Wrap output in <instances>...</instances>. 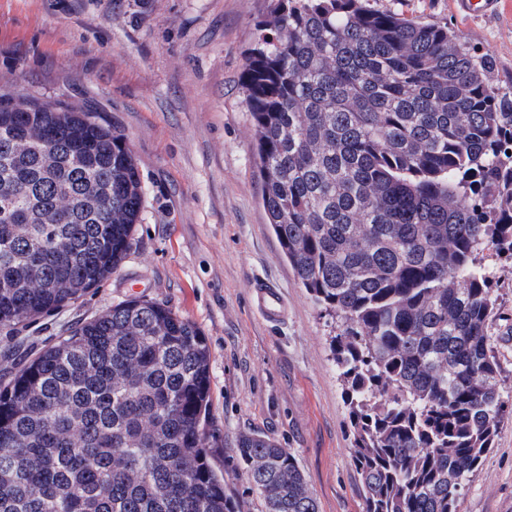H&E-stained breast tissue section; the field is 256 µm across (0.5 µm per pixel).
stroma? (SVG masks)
I'll return each instance as SVG.
<instances>
[{"instance_id": "obj_1", "label": "stroma", "mask_w": 512, "mask_h": 512, "mask_svg": "<svg viewBox=\"0 0 512 512\" xmlns=\"http://www.w3.org/2000/svg\"><path fill=\"white\" fill-rule=\"evenodd\" d=\"M365 5L461 30L512 87V4L480 18L455 0ZM266 10L267 0H0V94L96 112L127 135L146 190L117 271L75 304L0 330V350L21 341L37 351L134 296L166 303L208 342L212 464L239 512H265L232 451L253 431L294 453L320 512H362L331 327L281 256L255 174L241 74ZM485 266L498 282L490 336L510 414L460 512H512V266L495 257ZM258 281L283 291L279 323L258 313Z\"/></svg>"}]
</instances>
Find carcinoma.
Wrapping results in <instances>:
<instances>
[{"mask_svg":"<svg viewBox=\"0 0 512 512\" xmlns=\"http://www.w3.org/2000/svg\"><path fill=\"white\" fill-rule=\"evenodd\" d=\"M244 69L262 203L331 319L364 512H460L504 402L488 254L512 262V92L446 25L361 0H270ZM145 189L90 110L0 96V328L116 272ZM0 382V512H237L211 464L210 351L140 297ZM234 454L266 512H319L295 456Z\"/></svg>","mask_w":512,"mask_h":512,"instance_id":"cac0c4a2","label":"carcinoma"}]
</instances>
